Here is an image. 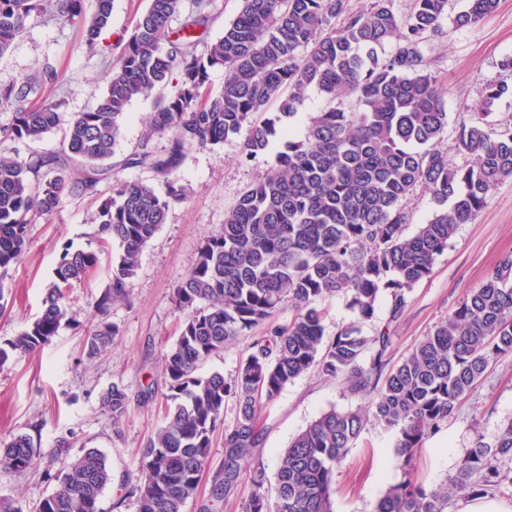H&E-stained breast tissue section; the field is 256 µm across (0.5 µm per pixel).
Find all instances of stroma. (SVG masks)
<instances>
[{
	"label": "stroma",
	"mask_w": 512,
	"mask_h": 512,
	"mask_svg": "<svg viewBox=\"0 0 512 512\" xmlns=\"http://www.w3.org/2000/svg\"><path fill=\"white\" fill-rule=\"evenodd\" d=\"M147 6L148 0H112L111 26L94 51L81 30L62 19L30 24L11 52L0 58V84L50 63L62 77L55 95L63 99L64 112L86 111L104 92L109 65ZM424 53L444 92L448 128L456 130L478 111L488 81L512 83V72L500 66L512 56V0H498L496 10L475 26L456 29L444 23L441 35L425 41ZM247 135L243 129L221 144L199 147L190 154L180 171L189 189L187 200L171 206L165 224L142 252L129 298L112 302L105 315L119 330L108 353L87 358L84 326L107 284L104 268L115 256L111 250L101 256V272L68 291L66 304L76 313L78 326H62L39 351H15L0 371V438L32 431L40 449L37 464L28 471L0 466V498L13 500L21 512H32L55 492L56 475L67 470L84 448L104 453L112 471V481L99 501L100 512H138L143 450L162 421L160 405L167 392L164 356L187 317L175 307L173 290L191 270L205 236L223 224L225 210L274 166L284 149L283 140L276 138L268 150L242 158ZM110 193V180L101 181L96 193L65 200L58 217L38 218L30 225L21 262L0 277V343L14 338L40 315L66 244L97 249L92 218ZM507 255H512V180L492 191L472 222L458 226L430 275L408 291L407 307L394 326L391 361L406 355L448 318ZM114 384L130 398L127 413L117 421L101 404L102 394ZM149 385L154 386L155 395L146 401L141 391ZM358 404L341 379L319 371L290 381L262 411L266 440L260 456L267 476H274L292 438L321 413ZM236 418L234 399H226L222 429L215 434L198 493L188 500L184 512H241L250 498L254 487L247 478L229 501L211 498L224 462V432L233 428ZM511 420L509 353L492 361L447 423L424 441L415 460V479L428 488L449 480L468 448L480 440L493 441ZM62 438L70 440V447H59ZM396 440L395 431L367 425L336 470V512H370L386 486L401 480Z\"/></svg>",
	"instance_id": "stroma-1"
}]
</instances>
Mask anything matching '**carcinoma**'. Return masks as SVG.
I'll return each mask as SVG.
<instances>
[{"label":"carcinoma","mask_w":512,"mask_h":512,"mask_svg":"<svg viewBox=\"0 0 512 512\" xmlns=\"http://www.w3.org/2000/svg\"><path fill=\"white\" fill-rule=\"evenodd\" d=\"M181 3L150 0L107 72L104 94L89 110L68 116L63 101L48 99L47 90L60 82L48 64L0 84V107L14 112L11 126L0 128L1 140L38 141L62 133L58 151L29 160L0 155L1 274L19 263L35 218H53L66 198L91 193L112 178L110 160L129 105L154 97L147 133L123 167L149 168L163 191L113 178L111 195L93 219L100 249L119 250L96 300L100 313L129 297L143 249L170 206L187 200L179 172L194 148L220 144L245 125L247 157L275 137L288 138L275 165L225 212L222 230L205 238L173 290L176 307L189 317L164 359L165 415L144 449L139 512H183L197 495L230 397L237 420L224 432L223 476L212 495L229 499L243 480L242 463H251L255 491L242 512H335L336 468L372 420L396 431L395 456L404 478L387 487L371 512H447L450 488L472 494L512 488V421L493 443L469 449L450 483L426 489L412 478L424 440L440 430L491 361L512 352V255L398 364L389 365L388 358L407 291L429 276L458 225L475 218L490 192L512 179V127L497 131L486 120L494 103L512 94V85L487 84L481 111L453 139L454 150L469 162L452 167L442 146L446 101L422 52L423 42L442 32L448 0H414L403 18L390 0H370L357 11L345 0H241L239 15L222 36L206 43L212 0H193L174 31ZM497 3L468 0L452 23L457 29L474 26ZM50 7L51 0H0V57ZM57 10L84 31L93 48L110 27L112 0H97L91 15L84 0H58ZM388 44L392 50L379 55ZM216 67L224 69V85L213 96L210 72ZM311 88L326 104L296 138L290 124ZM274 102L277 112L271 114ZM164 131L171 133L169 146L157 153L150 141ZM418 187L451 207L406 237L404 201ZM99 263L97 251L63 247L41 315L0 344V369L12 352L36 351L61 324L75 321L66 294L90 279ZM385 291L392 296L389 317L367 338L360 324L373 318ZM339 293L348 296L356 321L326 343L318 302ZM286 303L295 315L285 323L273 320ZM260 325L266 329L234 377L198 375L203 361ZM117 334L110 322L91 325L87 357L107 351ZM315 369L343 378L347 391L365 403L326 411L299 432L280 458L271 497L257 456L265 444L262 408L289 381ZM102 406L119 419L128 396L115 384L103 393ZM37 456L39 448L26 432L0 440V464L15 471L29 470ZM57 481L58 489L35 512H99L112 473L104 454L84 448Z\"/></svg>","instance_id":"cac0c4a2"}]
</instances>
